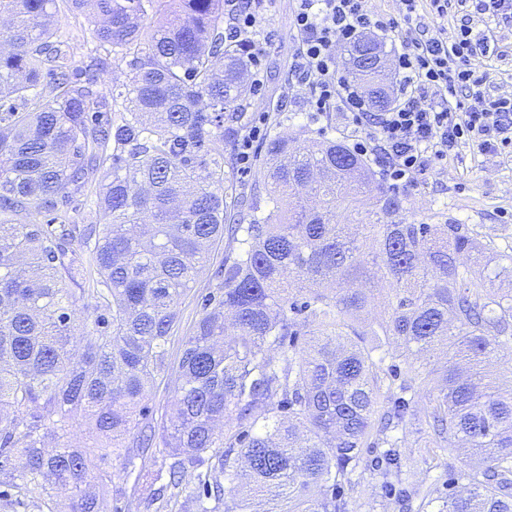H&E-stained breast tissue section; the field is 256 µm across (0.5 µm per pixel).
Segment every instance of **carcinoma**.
<instances>
[{"instance_id": "obj_1", "label": "carcinoma", "mask_w": 512, "mask_h": 512, "mask_svg": "<svg viewBox=\"0 0 512 512\" xmlns=\"http://www.w3.org/2000/svg\"><path fill=\"white\" fill-rule=\"evenodd\" d=\"M98 46L76 68L58 0H0V476L39 512H112L96 448L172 449L156 512H348L365 448L401 475L409 417L477 466L444 512H512V251L468 224H411L369 160L330 138L265 141L250 222L226 205L227 147L253 106L224 0H65ZM341 76L367 46H347ZM120 70L99 88L107 68ZM105 224L61 218L89 198ZM34 218L31 223L19 217ZM227 238L185 337L166 422L141 413L169 369L179 305ZM384 316L365 320L375 293ZM90 310L81 325L76 311ZM307 348H297L299 337ZM443 349L428 401V354ZM91 441H70L78 413ZM233 431H224L227 420ZM19 460L15 468L13 460ZM197 491L182 499L190 477Z\"/></svg>"}]
</instances>
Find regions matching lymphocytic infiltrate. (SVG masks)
<instances>
[{"instance_id": "obj_1", "label": "lymphocytic infiltrate", "mask_w": 512, "mask_h": 512, "mask_svg": "<svg viewBox=\"0 0 512 512\" xmlns=\"http://www.w3.org/2000/svg\"><path fill=\"white\" fill-rule=\"evenodd\" d=\"M420 0H401L402 17L372 11L367 0H295L299 50L292 69L307 94L310 116L336 110L350 119L353 150L373 155L385 179L407 187L429 175L461 145L512 157V95L492 93L489 61L499 56L489 33L463 21L453 33L407 34L395 62L396 94L382 112L370 111L361 90L337 73V46L373 32L413 26ZM512 20V0H429L436 19L453 7ZM229 34L248 44L260 22V0H226Z\"/></svg>"}]
</instances>
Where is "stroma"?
Returning a JSON list of instances; mask_svg holds the SVG:
<instances>
[{
	"label": "stroma",
	"instance_id": "35a3bbf8",
	"mask_svg": "<svg viewBox=\"0 0 512 512\" xmlns=\"http://www.w3.org/2000/svg\"><path fill=\"white\" fill-rule=\"evenodd\" d=\"M293 0H265L261 8L262 24L253 39V51L266 74L265 87L253 98V109L278 123L283 135L307 134L346 140L348 123L343 113L331 111L319 122H308L304 109L307 99L295 91L292 63L298 39L292 28ZM503 51L492 66L491 88L499 94H512V22L491 25ZM52 31L64 41L75 66L89 62L94 46L93 27L86 16L59 6ZM406 200L408 221L418 224H471L481 241L512 242V159L482 154L472 147H460L447 162L437 165L427 178L402 192ZM226 242H216L210 258L183 297L181 323L170 344L171 360H178L183 336L196 321L202 296L211 291L214 273L224 261ZM166 448L151 449L147 456L128 459L122 449L107 457L92 455L91 467L104 466L114 478L109 489L112 505L122 512H140V502L156 489V481H142L143 473L165 469ZM404 475L395 482L391 493H383L378 480L370 473L374 449H364L358 471L360 482L347 489L349 512H401L398 500L411 495L425 501L423 512H438L449 493L460 490L470 460L459 449L440 446L431 441L418 425L407 428L401 450Z\"/></svg>",
	"mask_w": 512,
	"mask_h": 512
}]
</instances>
